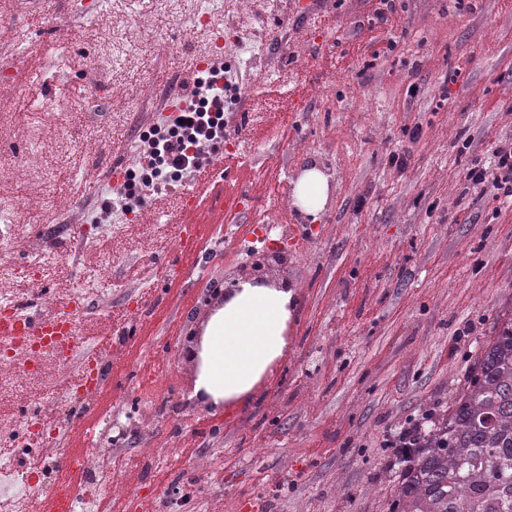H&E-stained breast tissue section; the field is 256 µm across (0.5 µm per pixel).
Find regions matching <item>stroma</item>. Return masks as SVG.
Instances as JSON below:
<instances>
[{
  "label": "stroma",
  "instance_id": "1",
  "mask_svg": "<svg viewBox=\"0 0 512 512\" xmlns=\"http://www.w3.org/2000/svg\"><path fill=\"white\" fill-rule=\"evenodd\" d=\"M399 8L396 51L368 69L357 52L372 0H281L275 11L251 0L225 15V35L245 24L255 42L237 71L246 93L228 116V153L210 155L212 177L191 211L177 193L148 211L152 232L116 224L107 233L91 221L95 207L82 205L89 189H112L92 170L116 154L115 131L145 130V80L163 86L172 73L191 74L201 50L186 38L191 17L161 27L151 5L74 19L62 0L50 13L0 0L15 41L33 46L16 75L0 76V142L26 145L31 100L76 103L88 86L100 94L93 115L42 124L44 151L66 159L61 176L35 180V156L0 168V196L18 200L22 235L72 277L33 281L29 298L54 312L83 294L86 350L106 377L136 373L86 401L40 408L64 446L84 407L102 438L139 414L142 429L95 457L96 512H165L180 485L190 493L183 512H390L399 484L388 435L414 422L429 429L427 413L448 408L478 347L512 317V208L460 184L493 142H512V0H479L463 14L450 0ZM116 28L132 50L114 77ZM456 66L461 79L442 87ZM395 150L409 157L404 170L388 164ZM312 164L329 172L332 191L310 224L291 197ZM462 210L473 223H455ZM68 218L66 233L50 234ZM187 219L209 225V238H234L235 253H177ZM283 243L287 262L262 275L296 289L288 351L251 404L207 409L191 397L184 335L207 318L210 285L245 276L250 252ZM94 255L106 273L96 288L84 280ZM147 305L159 306L158 319L138 318Z\"/></svg>",
  "mask_w": 512,
  "mask_h": 512
}]
</instances>
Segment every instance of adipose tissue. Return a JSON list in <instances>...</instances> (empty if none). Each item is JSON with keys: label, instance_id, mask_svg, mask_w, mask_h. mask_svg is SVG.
<instances>
[{"label": "adipose tissue", "instance_id": "adipose-tissue-1", "mask_svg": "<svg viewBox=\"0 0 512 512\" xmlns=\"http://www.w3.org/2000/svg\"><path fill=\"white\" fill-rule=\"evenodd\" d=\"M330 177L317 167L301 172L293 185L292 206L317 217L330 196ZM296 307L293 287L235 280L224 304L202 327L194 395L218 409L248 400L254 387L288 350V324Z\"/></svg>", "mask_w": 512, "mask_h": 512}]
</instances>
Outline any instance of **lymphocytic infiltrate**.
I'll use <instances>...</instances> for the list:
<instances>
[{
    "label": "lymphocytic infiltrate",
    "mask_w": 512,
    "mask_h": 512,
    "mask_svg": "<svg viewBox=\"0 0 512 512\" xmlns=\"http://www.w3.org/2000/svg\"><path fill=\"white\" fill-rule=\"evenodd\" d=\"M397 9L393 0H379L369 20L370 29L361 48L377 60L393 52V37L380 36L378 27H395ZM186 108L164 124L151 127L140 136L136 186L102 197L98 221L127 224L143 221L151 207L164 203L175 183L191 187L206 184L209 175L206 153L218 152L224 144V97L228 86L223 64L195 71L184 82ZM465 188H479L499 203L512 204V142L496 144L490 163H474L465 169Z\"/></svg>",
    "instance_id": "obj_1"
}]
</instances>
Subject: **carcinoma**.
Segmentation results:
<instances>
[{"label":"carcinoma","instance_id":"1","mask_svg":"<svg viewBox=\"0 0 512 512\" xmlns=\"http://www.w3.org/2000/svg\"><path fill=\"white\" fill-rule=\"evenodd\" d=\"M394 455L391 512H512V318L479 347L449 410Z\"/></svg>","mask_w":512,"mask_h":512}]
</instances>
